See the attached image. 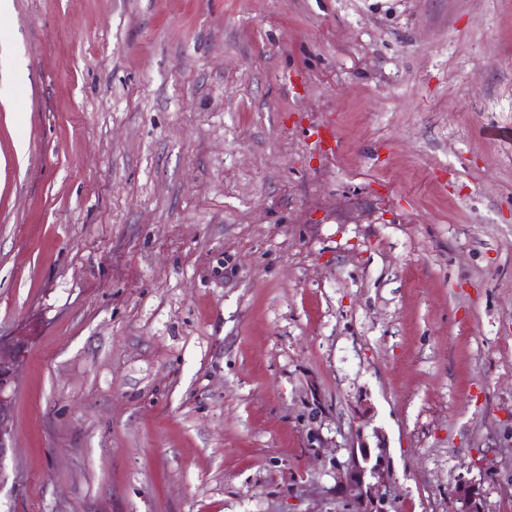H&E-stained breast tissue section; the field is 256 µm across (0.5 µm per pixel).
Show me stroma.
I'll use <instances>...</instances> for the list:
<instances>
[{
    "mask_svg": "<svg viewBox=\"0 0 512 512\" xmlns=\"http://www.w3.org/2000/svg\"><path fill=\"white\" fill-rule=\"evenodd\" d=\"M510 128L512 0H12L0 512H346L362 444L512 512ZM38 330L39 325L31 323L14 336H0V485L6 480L5 461L13 448L10 407L19 368Z\"/></svg>",
    "mask_w": 512,
    "mask_h": 512,
    "instance_id": "obj_1",
    "label": "stroma"
}]
</instances>
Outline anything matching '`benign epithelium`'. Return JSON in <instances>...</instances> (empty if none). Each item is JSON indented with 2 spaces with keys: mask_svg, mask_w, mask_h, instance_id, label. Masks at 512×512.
<instances>
[{
  "mask_svg": "<svg viewBox=\"0 0 512 512\" xmlns=\"http://www.w3.org/2000/svg\"><path fill=\"white\" fill-rule=\"evenodd\" d=\"M39 325L31 323L21 328L15 335L0 336V485L6 480L5 461L12 450V426L10 407L18 382V373L28 349L36 338ZM366 454V461L373 463L372 477L376 482H368L364 476L359 453ZM390 458L384 449L377 452L371 449L353 447L348 449V458L336 464V483L332 493L341 500L348 512H388L392 503L390 495L382 491L390 474ZM475 489L460 484L456 489V502L460 507L456 512H465L474 501Z\"/></svg>",
  "mask_w": 512,
  "mask_h": 512,
  "instance_id": "obj_1",
  "label": "benign epithelium"
}]
</instances>
